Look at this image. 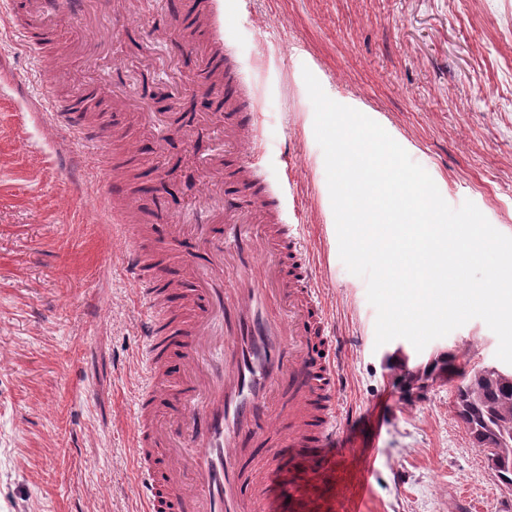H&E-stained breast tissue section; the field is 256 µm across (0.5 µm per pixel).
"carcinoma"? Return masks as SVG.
Instances as JSON below:
<instances>
[{"mask_svg":"<svg viewBox=\"0 0 512 512\" xmlns=\"http://www.w3.org/2000/svg\"><path fill=\"white\" fill-rule=\"evenodd\" d=\"M455 409L470 439L486 456L512 448V373L502 377L473 372L457 387Z\"/></svg>","mask_w":512,"mask_h":512,"instance_id":"carcinoma-1","label":"carcinoma"}]
</instances>
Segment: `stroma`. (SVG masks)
Segmentation results:
<instances>
[{"label": "stroma", "instance_id": "35a3bbf8", "mask_svg": "<svg viewBox=\"0 0 512 512\" xmlns=\"http://www.w3.org/2000/svg\"><path fill=\"white\" fill-rule=\"evenodd\" d=\"M168 20L156 0L116 5L111 27L66 18L59 46L102 42L113 81L153 98L178 90L173 116L205 112L193 136L150 150L151 125L137 107L89 108L111 130L116 171L97 157L71 173L46 164L69 133L54 116L21 122L23 100L64 99L90 74L67 60L68 80L48 85L40 61L0 29V59L15 74L0 94V512H142L134 470L135 392L144 342L140 303L123 262L111 211L81 188L85 174L118 177L128 190L142 172L174 190L169 224L223 196L219 176H202L200 156L221 148L223 112L204 106L213 81L189 50L170 53ZM224 40L238 74L261 99L263 150L271 181L294 180L283 218L305 227L313 275L336 333L339 466L311 473L293 464L283 512H512L499 483L454 409V391L474 371L498 365V339L479 319L423 351L402 338L375 343L376 310L364 278L339 257L324 154L303 79L379 123L432 177L452 207L472 201L512 236V0H224ZM155 44L154 60L143 57ZM410 366L439 354L455 373L408 390L393 353Z\"/></svg>", "mask_w": 512, "mask_h": 512}]
</instances>
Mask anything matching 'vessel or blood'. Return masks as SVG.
I'll return each mask as SVG.
<instances>
[{
	"mask_svg": "<svg viewBox=\"0 0 512 512\" xmlns=\"http://www.w3.org/2000/svg\"><path fill=\"white\" fill-rule=\"evenodd\" d=\"M84 0H0V24L42 60L49 81L61 71L45 37L62 12L77 15ZM194 40L218 75L226 98L241 84L224 67V2L191 0ZM111 68L96 69L86 97L56 104L55 116L73 137L53 162H79L90 148L109 166L123 167L102 128L82 117L86 98L109 93ZM259 112L226 116L225 141L255 137ZM282 190L272 189L247 156L230 161L224 213L170 231L191 240L181 313L172 316L165 281L144 254L132 215L125 226L124 268L142 304L145 342L142 381L135 396L136 488L143 512H277L278 486L288 479L289 455L315 458L336 436V343L312 275L300 225L281 220ZM185 371L170 419L159 416L172 352Z\"/></svg>",
	"mask_w": 512,
	"mask_h": 512,
	"instance_id": "obj_1",
	"label": "vessel or blood"
}]
</instances>
